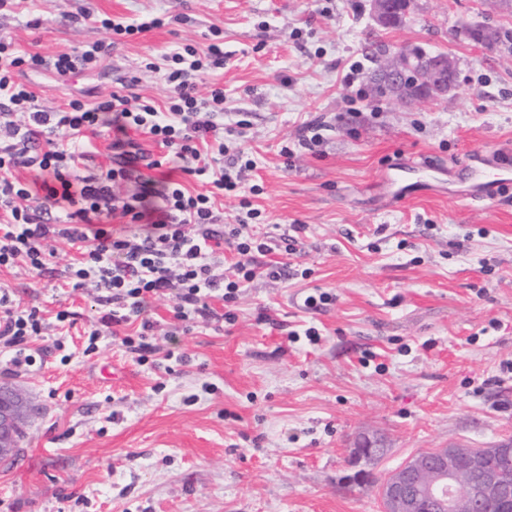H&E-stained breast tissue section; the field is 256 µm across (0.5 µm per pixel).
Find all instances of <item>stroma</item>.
Masks as SVG:
<instances>
[{
  "instance_id": "1",
  "label": "stroma",
  "mask_w": 512,
  "mask_h": 512,
  "mask_svg": "<svg viewBox=\"0 0 512 512\" xmlns=\"http://www.w3.org/2000/svg\"><path fill=\"white\" fill-rule=\"evenodd\" d=\"M163 27L112 36L100 21ZM40 27H33L35 18ZM485 22L512 29L501 0H412L389 48L450 54L463 82L441 100L375 96L365 0H15L0 37L50 57L111 44L104 67L59 80L28 74L45 110L134 82L164 107L148 62L175 49L224 47V145L251 170L217 198L243 236L295 232L284 268L244 284L220 324L174 319L153 301L162 352L137 362L110 332L85 354L102 308L92 286L0 272L38 307L42 363L7 368L23 394L24 440L0 459V512H382L376 487L353 482L350 450L386 453L387 476L438 448L512 442V182L472 194L469 156L512 167V55L454 37ZM416 162L429 176L399 188ZM257 211L249 218L248 209ZM329 294L314 310L308 296ZM76 313L67 337L58 311ZM63 341L65 352L54 349ZM175 358H164V350Z\"/></svg>"
}]
</instances>
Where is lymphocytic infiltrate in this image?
Listing matches in <instances>:
<instances>
[{"mask_svg": "<svg viewBox=\"0 0 512 512\" xmlns=\"http://www.w3.org/2000/svg\"><path fill=\"white\" fill-rule=\"evenodd\" d=\"M110 53L105 43L79 52L58 54L46 62L40 54L18 53L0 39V269H21L38 278L61 277L82 287L92 283L104 312L100 327L138 324L137 336L121 339L137 362L158 351L150 340L155 323L148 316L151 300L170 297L180 321L198 318L220 322L211 299L233 301L242 283L260 275L255 253L265 243L242 238L238 229H224L215 200L234 183L224 169V90L200 96L198 84L224 65V50L187 45L165 55L163 78L169 95L165 110L149 103L132 105L130 96L88 103L69 101L64 110L39 109L35 93L23 81L26 71L51 67L62 79L96 66ZM23 112L24 123L13 116ZM108 131L110 164L95 165L91 140ZM142 133L153 142L145 149L134 140ZM162 156H155L154 148ZM171 165L193 176L203 189L159 182L149 170ZM37 172L27 183L17 168ZM130 190L117 195L114 185ZM145 225L142 234L112 231L113 220ZM64 242L76 256L57 268L51 243ZM228 247L238 260L237 279L215 272L216 253ZM43 330L39 309L15 306L8 289H0V347L11 352L13 366L33 365L30 342Z\"/></svg>", "mask_w": 512, "mask_h": 512, "instance_id": "1", "label": "lymphocytic infiltrate"}]
</instances>
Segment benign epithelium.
Listing matches in <instances>:
<instances>
[{"label": "benign epithelium", "mask_w": 512, "mask_h": 512, "mask_svg": "<svg viewBox=\"0 0 512 512\" xmlns=\"http://www.w3.org/2000/svg\"><path fill=\"white\" fill-rule=\"evenodd\" d=\"M375 24H387L385 0H368ZM414 67L417 78L428 83L433 98L443 99L462 81L461 70L450 56L436 51H417L409 47L394 50V60L379 65L370 82L382 88L405 80L402 64ZM24 406L8 389L0 387V453L15 447L16 428ZM384 449L363 444L351 449L354 480L367 483L374 463ZM512 448H439L412 457L384 479L378 487L383 512H480L491 502H512V478L492 465L499 458H511ZM480 474L477 481L468 480Z\"/></svg>", "instance_id": "obj_1"}]
</instances>
